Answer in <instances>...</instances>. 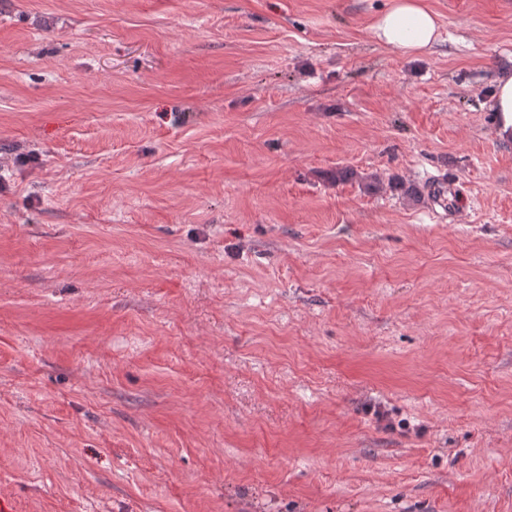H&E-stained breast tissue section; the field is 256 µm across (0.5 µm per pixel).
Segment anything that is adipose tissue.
I'll list each match as a JSON object with an SVG mask.
<instances>
[{"label": "adipose tissue", "instance_id": "obj_1", "mask_svg": "<svg viewBox=\"0 0 512 512\" xmlns=\"http://www.w3.org/2000/svg\"><path fill=\"white\" fill-rule=\"evenodd\" d=\"M372 30L385 46L413 54L429 51L439 40L438 15L426 0H393Z\"/></svg>", "mask_w": 512, "mask_h": 512}]
</instances>
